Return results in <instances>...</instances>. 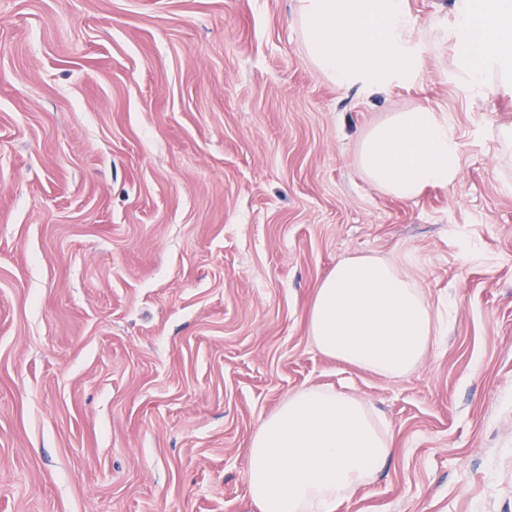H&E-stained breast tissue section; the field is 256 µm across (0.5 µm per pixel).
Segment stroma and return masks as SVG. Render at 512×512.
Returning a JSON list of instances; mask_svg holds the SVG:
<instances>
[{
	"label": "stroma",
	"mask_w": 512,
	"mask_h": 512,
	"mask_svg": "<svg viewBox=\"0 0 512 512\" xmlns=\"http://www.w3.org/2000/svg\"><path fill=\"white\" fill-rule=\"evenodd\" d=\"M450 5L407 0L419 70L370 94L308 62L295 0H0V512H248V443L306 386L394 438L336 512H512V88L458 82ZM417 105L462 167L401 202L357 153ZM357 256L440 315L402 379L309 338Z\"/></svg>",
	"instance_id": "1"
}]
</instances>
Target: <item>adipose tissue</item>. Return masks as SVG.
I'll list each match as a JSON object with an SVG mask.
<instances>
[{
	"mask_svg": "<svg viewBox=\"0 0 512 512\" xmlns=\"http://www.w3.org/2000/svg\"><path fill=\"white\" fill-rule=\"evenodd\" d=\"M450 42L460 83L472 97L512 86V0H453ZM309 61L337 86L372 92L413 75L419 29L406 0H298L293 17ZM367 180L401 201L461 170L457 130L446 113L418 105L391 112L362 137L357 157ZM308 334L325 356L396 379L435 346L434 312L394 263L338 261L319 283ZM393 439L364 400L323 387L289 393L259 424L249 447L250 512H336L378 474Z\"/></svg>",
	"mask_w": 512,
	"mask_h": 512,
	"instance_id": "ef3b65f1",
	"label": "adipose tissue"
}]
</instances>
